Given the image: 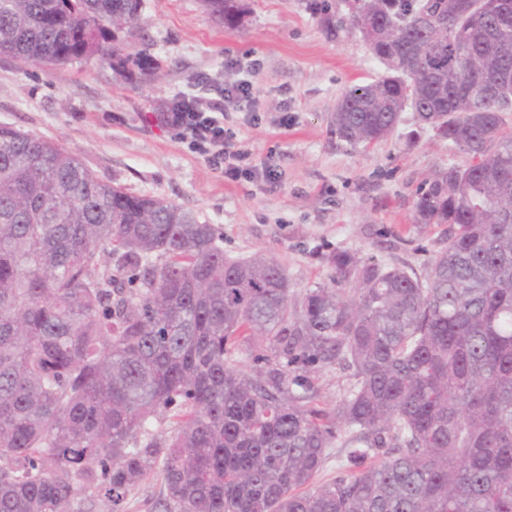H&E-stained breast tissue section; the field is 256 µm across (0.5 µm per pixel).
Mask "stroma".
I'll return each instance as SVG.
<instances>
[{"mask_svg": "<svg viewBox=\"0 0 512 512\" xmlns=\"http://www.w3.org/2000/svg\"><path fill=\"white\" fill-rule=\"evenodd\" d=\"M238 27L202 0H145L141 32H119L129 54L148 49L149 75L96 59L32 66L0 56V125L59 141L101 180L172 202L216 228L224 253L280 263L292 290L328 283L325 257L345 250L423 272L444 228L415 220L416 191L468 156L404 110L387 141L364 149L331 123L347 87L382 69L353 28L326 31L308 0H245ZM248 79L255 111H229L224 131L257 176L224 178L162 121L184 97L219 100Z\"/></svg>", "mask_w": 512, "mask_h": 512, "instance_id": "1", "label": "stroma"}]
</instances>
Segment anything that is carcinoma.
Returning a JSON list of instances; mask_svg holds the SVG:
<instances>
[{"instance_id":"cac0c4a2","label":"carcinoma","mask_w":512,"mask_h":512,"mask_svg":"<svg viewBox=\"0 0 512 512\" xmlns=\"http://www.w3.org/2000/svg\"><path fill=\"white\" fill-rule=\"evenodd\" d=\"M238 26L240 0H204ZM453 0H311L384 73L348 87L336 135L367 148L409 107L470 155L420 188L446 224L426 274L336 250L295 293L285 268L224 255L211 224L100 180L62 144L0 126V512H122L159 470L162 512H512V29L501 0L442 33ZM143 0H0V56L124 69ZM250 353L242 370L237 352ZM350 371L332 410L313 376ZM170 428L153 430L158 412ZM336 477L313 484L332 448Z\"/></svg>"}]
</instances>
